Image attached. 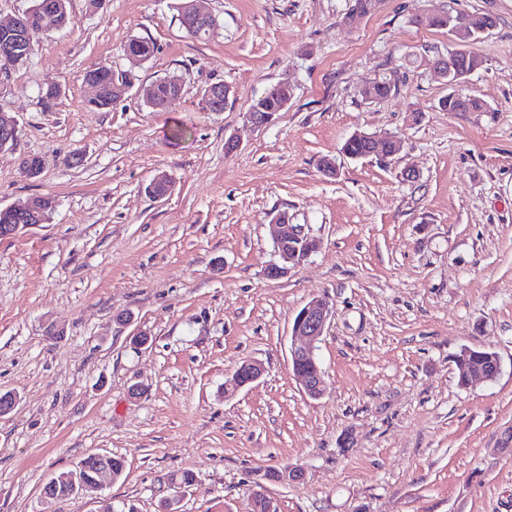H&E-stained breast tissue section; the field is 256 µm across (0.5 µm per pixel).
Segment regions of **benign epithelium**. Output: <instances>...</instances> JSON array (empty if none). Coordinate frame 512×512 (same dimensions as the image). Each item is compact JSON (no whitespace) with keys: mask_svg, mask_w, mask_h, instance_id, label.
Segmentation results:
<instances>
[{"mask_svg":"<svg viewBox=\"0 0 512 512\" xmlns=\"http://www.w3.org/2000/svg\"><path fill=\"white\" fill-rule=\"evenodd\" d=\"M32 12L33 9L30 8L5 24L0 23V42L5 45L15 42L23 19L30 16ZM187 15L195 27L212 29L218 24L214 15L198 8L196 0H188ZM451 36L456 43L455 55H468L467 45L474 36L470 24L455 26ZM246 117L252 126L262 128L271 123L273 114L252 106L246 113ZM271 225L278 261L267 268L266 275L276 280L303 264L312 254V250L308 248L311 238L304 234L300 225L289 223L286 211L277 213L271 220ZM329 316V304L322 298L314 297L297 313L291 327V336L295 339L290 350L293 376L303 393L313 399L321 397L324 390V379L316 364L315 349L323 336ZM244 366L246 375L243 376L236 371L225 381L224 397L235 395L242 388L258 381L264 374V366L258 361L247 360ZM500 371L501 362L497 358L489 361L485 367L473 369L468 375V381L475 379L492 381ZM95 457L96 463L93 469L88 470L81 463L75 469L59 474L44 486L43 495L59 500L98 494L108 484L114 482V477L111 456L97 453Z\"/></svg>","mask_w":512,"mask_h":512,"instance_id":"7a95c632","label":"benign epithelium"}]
</instances>
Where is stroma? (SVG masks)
<instances>
[{
	"mask_svg": "<svg viewBox=\"0 0 512 512\" xmlns=\"http://www.w3.org/2000/svg\"><path fill=\"white\" fill-rule=\"evenodd\" d=\"M175 3L70 0L67 25L0 82L18 125L0 150V206L55 200L48 223L0 240V392L20 398L0 416V512H162L173 496L181 512H248L259 489L276 512H512L499 451L512 436V0H375L355 19V0H200L221 24L202 42ZM440 11L495 19L457 88L486 111L439 105L448 86L431 63L452 46L431 24ZM134 37L155 43L150 60L125 56ZM102 65L136 86L180 76L183 95L160 112L135 91L86 111L83 76ZM378 80L391 95L366 98ZM218 82L233 94L213 112L202 92ZM279 83L288 108L254 128L250 105ZM359 131L394 135L397 153L348 157ZM25 156L45 159L38 177ZM160 172L172 192L155 199ZM281 211L318 248L271 280ZM316 296L331 316L312 399L290 347ZM484 348L499 376L460 386L458 357ZM250 359L263 377L225 397ZM92 453L124 457L121 479L44 498ZM287 464L304 479L264 482ZM183 471L196 480L178 491L168 479Z\"/></svg>",
	"mask_w": 512,
	"mask_h": 512,
	"instance_id": "obj_1",
	"label": "stroma"
}]
</instances>
